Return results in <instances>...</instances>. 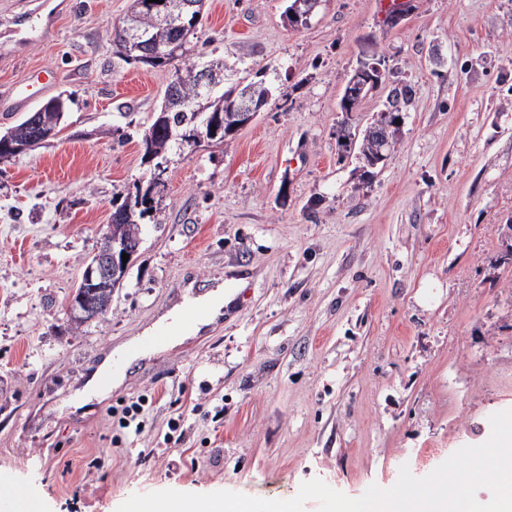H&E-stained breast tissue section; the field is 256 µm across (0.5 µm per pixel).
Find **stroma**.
Masks as SVG:
<instances>
[{
  "mask_svg": "<svg viewBox=\"0 0 512 512\" xmlns=\"http://www.w3.org/2000/svg\"><path fill=\"white\" fill-rule=\"evenodd\" d=\"M131 3L0 0V95L70 99L57 139L0 163V484L45 512L286 500L314 478L357 498L487 441L512 410V0H411L396 23L381 0H321L298 26L286 0H206L193 60L272 94L223 143L172 152L111 311L74 332L64 309L113 195L150 177L140 139L172 78L116 56ZM366 61L385 81L341 112ZM397 85V144L361 178L337 130L363 135ZM226 280L242 286L223 317L67 407L112 350ZM142 395L141 429L119 428L111 409Z\"/></svg>",
  "mask_w": 512,
  "mask_h": 512,
  "instance_id": "35a3bbf8",
  "label": "stroma"
}]
</instances>
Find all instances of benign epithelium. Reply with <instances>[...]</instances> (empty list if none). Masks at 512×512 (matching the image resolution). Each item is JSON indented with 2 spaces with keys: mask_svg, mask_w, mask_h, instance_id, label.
Wrapping results in <instances>:
<instances>
[{
  "mask_svg": "<svg viewBox=\"0 0 512 512\" xmlns=\"http://www.w3.org/2000/svg\"><path fill=\"white\" fill-rule=\"evenodd\" d=\"M152 8L159 10V18L167 23L177 21L188 8L195 7L190 0H164L162 3L152 2ZM142 14L133 10L124 19L120 26L122 30V51L127 56L135 55L137 59L150 60L152 57L165 52L166 45L158 41H144L141 26ZM381 73V68L375 63L362 64L350 76L346 83V100L359 102L366 86L372 82V74ZM226 75L224 70L218 69L209 63H201L196 66L194 81L197 93L192 98L178 97L177 89L179 81L170 82L166 91V98L174 100L190 111L201 115L208 111L213 94L224 85ZM261 100L257 98L254 87L242 90L236 98L234 107L235 124L227 131L231 136L251 125L258 117ZM46 111L63 112L60 100H53L43 104L40 111L29 116L27 124L32 129V134L25 140H16L9 136L0 140V160L7 161L14 156L26 153L31 149L44 144L47 140L59 135V126L43 125L40 114ZM401 108L399 102L390 100L387 109L377 116L372 126L364 134V152L370 166L374 167L384 161L387 154L383 149H391L397 139L400 124L396 119L400 118ZM224 122L219 114L209 115L204 127L206 131L196 128L183 137V143L199 145L208 142L218 136L223 129ZM154 157H147L146 164L153 167L152 178L149 182L151 192L156 194L164 186V166L153 165ZM103 245L98 247L93 260L86 265L82 272L78 287L80 291L72 294L69 307L77 310L78 315L85 319L99 320L104 317L112 306V286L121 283L129 268V264L123 263L122 254L134 255L143 242L140 235L132 237H119L112 235V228H107L102 234Z\"/></svg>",
  "mask_w": 512,
  "mask_h": 512,
  "instance_id": "benign-epithelium-1",
  "label": "benign epithelium"
}]
</instances>
